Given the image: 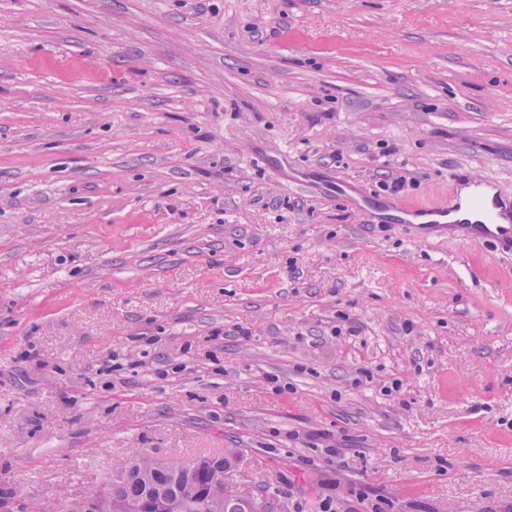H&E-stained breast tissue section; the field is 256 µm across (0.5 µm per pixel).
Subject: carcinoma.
I'll list each match as a JSON object with an SVG mask.
<instances>
[{
    "label": "carcinoma",
    "mask_w": 512,
    "mask_h": 512,
    "mask_svg": "<svg viewBox=\"0 0 512 512\" xmlns=\"http://www.w3.org/2000/svg\"><path fill=\"white\" fill-rule=\"evenodd\" d=\"M191 470H183V463L170 462L155 467L147 460H133L120 466L116 475L101 486L108 501L140 502L150 495L174 490L187 481L190 489L185 491L191 497L200 487L224 488V473L231 470L228 459L220 456L201 457L190 461ZM152 491H147V488Z\"/></svg>",
    "instance_id": "cac0c4a2"
}]
</instances>
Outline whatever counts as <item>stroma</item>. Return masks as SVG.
Here are the masks:
<instances>
[{
  "mask_svg": "<svg viewBox=\"0 0 512 512\" xmlns=\"http://www.w3.org/2000/svg\"><path fill=\"white\" fill-rule=\"evenodd\" d=\"M454 168L512 194V0H0V491L512 512V258L323 186ZM185 464H190L192 470L182 471ZM230 470L231 464L224 456L201 457L189 462H170L159 467H154L147 460H133L122 464L110 481L94 490L101 488L105 499L112 501L113 512H179L181 509L178 503L181 495L178 491L173 501L161 499L156 501L155 505L135 506L123 502H140L154 492L174 491L176 485L180 486L187 480L190 489L184 493L188 499L199 487L224 489V499H234L240 495V487L234 472L224 476V473ZM148 486H152L149 492Z\"/></svg>",
  "mask_w": 512,
  "mask_h": 512,
  "instance_id": "stroma-1",
  "label": "stroma"
}]
</instances>
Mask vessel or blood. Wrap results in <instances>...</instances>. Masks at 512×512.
<instances>
[{"mask_svg": "<svg viewBox=\"0 0 512 512\" xmlns=\"http://www.w3.org/2000/svg\"><path fill=\"white\" fill-rule=\"evenodd\" d=\"M444 202L431 208H379L362 202L371 223L405 227L412 239L423 242L433 232H451L468 242L494 243L500 254H512V195L496 192L491 179H472L462 170L448 175Z\"/></svg>", "mask_w": 512, "mask_h": 512, "instance_id": "vessel-or-blood-1", "label": "vessel or blood"}]
</instances>
